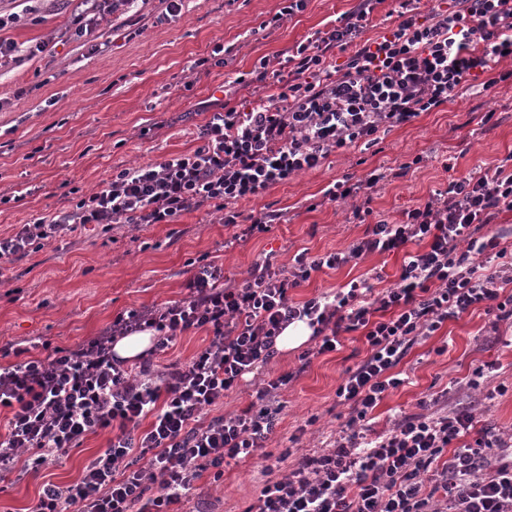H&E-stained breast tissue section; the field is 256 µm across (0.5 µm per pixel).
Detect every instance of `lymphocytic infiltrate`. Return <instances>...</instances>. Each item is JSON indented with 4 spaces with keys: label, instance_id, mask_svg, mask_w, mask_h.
<instances>
[{
    "label": "lymphocytic infiltrate",
    "instance_id": "obj_1",
    "mask_svg": "<svg viewBox=\"0 0 512 512\" xmlns=\"http://www.w3.org/2000/svg\"><path fill=\"white\" fill-rule=\"evenodd\" d=\"M383 0H359L341 25L318 31L289 50L277 70L261 60L258 80L276 78L278 94L223 106L199 129L190 153L125 168L49 218L0 238V259L88 225L174 224L204 207L219 213L235 240L268 233L280 210L243 215L240 201L319 167L328 155L376 145L381 134L447 105L459 93L480 94L488 73L512 78V0H396L394 24L365 38ZM386 179L371 170L323 192L324 203L372 195ZM512 211V172L496 167L449 181L445 190L381 219L342 251L295 256L291 267L255 264L236 286L224 268L199 265L184 298L117 314L100 336L72 347L43 343L38 357L0 366V471L16 462L37 471L79 447L84 436L108 431L107 448L68 484L45 483L32 512H170L189 499L205 471L224 476L226 461L254 456L275 431L278 391L293 373L269 380L239 413L205 419L244 375L273 357L277 336L308 319L314 347L301 359L335 351L343 334L362 331L366 356L336 389L348 408L333 447L303 456L267 480L247 512H512V461H493L504 444L484 429L474 443L459 438L474 427L469 408L402 415L367 437L370 414L402 384L396 367L419 339L481 306L496 321L512 319V261L493 227ZM403 252L396 287L373 292L353 280L333 293L293 302L288 292L312 272L365 257ZM154 330L152 355L138 366L114 358L117 338ZM194 330L211 334L189 360L163 372L153 355ZM434 473L432 491L423 476Z\"/></svg>",
    "mask_w": 512,
    "mask_h": 512
}]
</instances>
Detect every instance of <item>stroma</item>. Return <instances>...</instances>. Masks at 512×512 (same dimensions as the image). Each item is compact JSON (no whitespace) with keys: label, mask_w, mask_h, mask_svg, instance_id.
I'll list each match as a JSON object with an SVG mask.
<instances>
[{"label":"stroma","mask_w":512,"mask_h":512,"mask_svg":"<svg viewBox=\"0 0 512 512\" xmlns=\"http://www.w3.org/2000/svg\"><path fill=\"white\" fill-rule=\"evenodd\" d=\"M281 0H186L180 15L167 14L163 0H133L97 30L95 44L76 38L72 19L83 0H41L39 23L25 21L0 31L14 40L18 57L0 66V238L20 225L67 207L63 183L81 192L96 189L113 172L157 163L197 147L198 128L223 106L224 73L210 68L194 78L192 66L215 46L229 48L230 68L249 72L261 58L286 53L308 35L334 25L357 0H308L281 24L269 20ZM52 41V52L27 49ZM496 111L495 127L481 118ZM512 154V80L484 95L459 94L447 106L393 128L368 150L331 153L317 169L275 185L265 196L238 204L246 214L266 205L285 212L263 239L236 241L216 213L184 214L175 224L110 232L86 229L45 244L27 255L0 261V349L42 352L43 342L69 347L100 335L121 312L160 306L187 293L192 261L223 264L237 283L255 263L283 268L301 252L341 251L361 237L354 202L310 209L331 183L362 178L373 168L394 169L415 156L419 168L390 178L372 195L374 213L399 221L404 209L449 181L495 169ZM403 256L373 254L338 269H322L294 289V301L334 291L355 278H372L375 289L399 281ZM366 355L361 332L341 338L338 350L302 365L299 351L272 357L212 408V415L246 408L257 388L284 373L294 378L279 392L278 426L265 454L229 463L224 482L204 476L179 512H245L267 481L269 455L292 457L333 446L347 414L336 398L346 369ZM495 363V379L472 387L478 368ZM404 378L372 413L380 432L420 401L470 407L476 428L512 431V323L494 322L475 308L449 320L415 344L397 367ZM108 435L84 438L56 465L33 472L15 467L0 479V512H29L45 482L75 480L84 464L106 447Z\"/></svg>","instance_id":"35a3bbf8"}]
</instances>
